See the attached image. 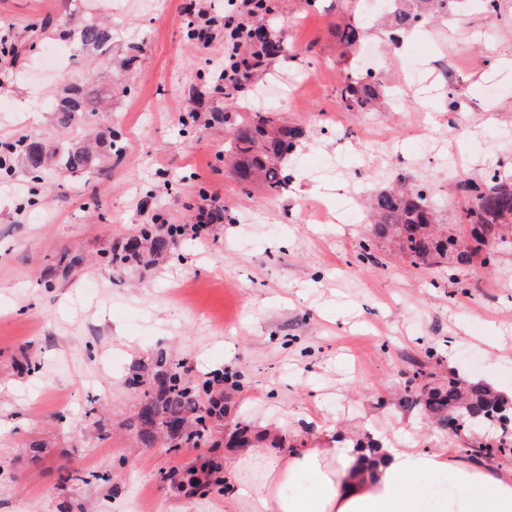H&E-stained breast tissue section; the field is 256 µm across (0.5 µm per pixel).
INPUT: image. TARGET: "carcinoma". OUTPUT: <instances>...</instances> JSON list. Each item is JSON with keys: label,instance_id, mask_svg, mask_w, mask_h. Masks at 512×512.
<instances>
[{"label": "carcinoma", "instance_id": "1", "mask_svg": "<svg viewBox=\"0 0 512 512\" xmlns=\"http://www.w3.org/2000/svg\"><path fill=\"white\" fill-rule=\"evenodd\" d=\"M391 2L393 8L387 18V40L393 43L448 11V0ZM364 33L362 20L354 17L336 26L334 36L346 50L351 51L362 44ZM78 38L83 48L103 55L109 51L112 29L101 23L88 24L80 29ZM257 42L263 47V54L258 67L250 73L252 78L266 62L285 51L283 40L268 32L263 33ZM336 92L345 110L370 112L377 101L385 97V83L370 73L362 78L348 72ZM97 104L96 90H87L82 85L69 86L59 101L61 123L86 119L87 115L98 111ZM300 136L298 128L279 124L271 113L264 111H255L235 124L225 153L237 182L246 187L259 180L269 196H280L288 185V174L280 167V161L296 147ZM7 151L22 154L27 173L36 180L52 164L60 173H80L90 177L94 172L92 149L82 141L69 144L59 153L48 150L38 141L12 145ZM460 189L470 198L460 223L471 226L470 233L477 238V247L461 248L457 239L446 232H438V214L430 206L426 190L420 185H409L399 180L390 189L368 195L372 225L370 237L361 244L362 258L371 257L368 242L376 237L391 238L416 265L439 264L448 259L450 253L456 254L460 261L478 253L479 247L497 238L501 227L512 224V181L496 172L480 183L466 180L460 184ZM173 239L172 235H159L153 225L143 224L136 237L128 241L121 251L112 253L111 261L117 265L141 261L145 243L149 244V253L160 255L166 252ZM424 376L425 372L420 368L405 376L400 396L402 407L420 411L441 429L448 425L450 414L459 417L467 429L472 430L476 426L486 429L480 438L465 443L460 449L474 462L490 454H512V417L495 413L497 408L506 409L507 401L503 396L482 384L465 386L454 376L441 385L424 381ZM191 415L200 424L203 419L215 415V403L200 405L176 370L159 371L155 399L138 416L144 443L151 444L158 432L172 438L178 436L180 424L187 423ZM228 443L231 448L249 447V425H239L230 434Z\"/></svg>", "mask_w": 512, "mask_h": 512}]
</instances>
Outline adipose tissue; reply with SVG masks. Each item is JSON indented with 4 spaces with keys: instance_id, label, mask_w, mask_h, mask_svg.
<instances>
[{
    "instance_id": "obj_1",
    "label": "adipose tissue",
    "mask_w": 512,
    "mask_h": 512,
    "mask_svg": "<svg viewBox=\"0 0 512 512\" xmlns=\"http://www.w3.org/2000/svg\"><path fill=\"white\" fill-rule=\"evenodd\" d=\"M270 430L224 461L241 487L224 498V512H422L429 482L451 489L433 512H512V467L497 473L450 461L444 448L356 447L353 435L327 429L317 447H270ZM308 475L307 493L287 494L298 475Z\"/></svg>"
}]
</instances>
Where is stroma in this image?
<instances>
[{"label":"stroma","instance_id":"obj_1","mask_svg":"<svg viewBox=\"0 0 512 512\" xmlns=\"http://www.w3.org/2000/svg\"><path fill=\"white\" fill-rule=\"evenodd\" d=\"M219 0H0V37L14 65L0 73V146L96 138L99 175L29 180L19 159L0 175V512H224L227 486L180 487L186 469L223 462L238 422L278 423L287 444L323 429L444 448L400 407L404 374L457 375L512 390V227L482 254L417 266L387 240L361 258L369 193L401 176L429 188L456 235L468 199L459 183L512 175V0L488 16L480 0L388 45L381 23L357 57L384 81L406 57L433 81L405 108L345 111V64L333 31L352 0H275L268 31L284 54L232 97L205 79L223 39L187 38L186 7ZM112 20V58L76 52V29ZM70 49L61 71L41 57ZM131 59L127 71L112 61ZM92 76L111 87L108 111L61 126L64 87ZM228 122L212 120L213 107ZM269 110L302 130L282 161L278 198L242 189L224 162L239 114ZM224 221L194 237L201 193ZM160 215L183 233L158 260L116 267L111 254ZM465 289L449 294V277ZM182 365L201 402L229 408L210 438L173 446L140 439L137 416L162 367ZM77 472L63 483V470Z\"/></svg>","mask_w":512,"mask_h":512}]
</instances>
